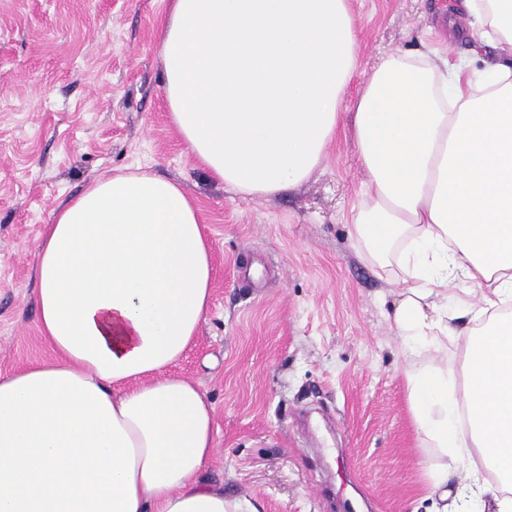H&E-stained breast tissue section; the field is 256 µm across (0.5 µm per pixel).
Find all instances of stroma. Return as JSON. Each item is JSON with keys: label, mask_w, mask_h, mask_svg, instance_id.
Wrapping results in <instances>:
<instances>
[{"label": "stroma", "mask_w": 512, "mask_h": 512, "mask_svg": "<svg viewBox=\"0 0 512 512\" xmlns=\"http://www.w3.org/2000/svg\"><path fill=\"white\" fill-rule=\"evenodd\" d=\"M457 0H353L354 100L378 60L447 41L482 67ZM168 0H0V374L52 360L34 302L53 209L143 167L182 184L211 245L212 302L175 372L214 406L204 475L240 512H430L424 448L389 315L390 277L342 216L365 174L350 124L305 184L271 199L213 182L168 118Z\"/></svg>", "instance_id": "1"}]
</instances>
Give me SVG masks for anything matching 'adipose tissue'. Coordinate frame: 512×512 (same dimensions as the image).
I'll return each instance as SVG.
<instances>
[{
	"mask_svg": "<svg viewBox=\"0 0 512 512\" xmlns=\"http://www.w3.org/2000/svg\"><path fill=\"white\" fill-rule=\"evenodd\" d=\"M459 8L505 54L479 72L444 46L388 54L348 117L350 0H170L158 52L172 125L235 193L307 182L350 119L366 180L346 222L398 285L430 478L450 512H512V0ZM35 281L56 357L0 374V512H237L202 475L214 407L171 371L211 301L186 189L141 170L92 182L54 211ZM451 344L459 359L426 361Z\"/></svg>",
	"mask_w": 512,
	"mask_h": 512,
	"instance_id": "obj_1",
	"label": "adipose tissue"
}]
</instances>
